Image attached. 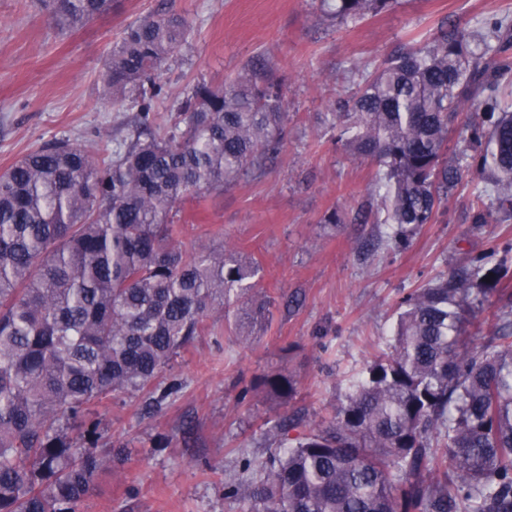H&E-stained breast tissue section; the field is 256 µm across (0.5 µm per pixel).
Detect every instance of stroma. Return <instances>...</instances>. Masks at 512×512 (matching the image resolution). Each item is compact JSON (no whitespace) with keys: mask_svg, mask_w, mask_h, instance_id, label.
<instances>
[{"mask_svg":"<svg viewBox=\"0 0 512 512\" xmlns=\"http://www.w3.org/2000/svg\"><path fill=\"white\" fill-rule=\"evenodd\" d=\"M512 0H400L355 25L320 21L312 0H115L78 28L50 25L41 0H0V173L40 144L67 139L111 152L102 128L130 120L115 111L100 74L131 22L153 12L189 17L192 38L162 80L172 99L199 81L228 83L249 62H271L288 99L284 145L266 174L186 203L177 239L184 251L234 245L257 261L258 287L272 302L268 323L237 336L223 312L177 359L180 383L159 412L140 394L109 396L91 408L99 449L121 441L127 461L99 480L81 512H247L221 481L242 455L266 456L264 431L293 419L289 437L309 431L345 397L349 378L383 346L401 299L461 258L512 243V220L471 224V171L440 211L394 247L373 212L375 165L334 141L331 112L357 82L352 68L433 38L442 24L476 29ZM337 211L340 223H322ZM284 371L298 381L288 403L259 381Z\"/></svg>","mask_w":512,"mask_h":512,"instance_id":"35a3bbf8","label":"stroma"}]
</instances>
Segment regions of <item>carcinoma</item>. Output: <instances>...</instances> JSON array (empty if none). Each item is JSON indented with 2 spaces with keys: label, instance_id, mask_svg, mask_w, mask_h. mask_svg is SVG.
<instances>
[{
  "label": "carcinoma",
  "instance_id": "cac0c4a2",
  "mask_svg": "<svg viewBox=\"0 0 512 512\" xmlns=\"http://www.w3.org/2000/svg\"><path fill=\"white\" fill-rule=\"evenodd\" d=\"M319 18L357 24L398 0H317ZM113 0H46L76 28ZM191 22L164 12L126 26L101 74L112 107L137 109L110 155L48 141L0 174V512H80L96 478L128 459L97 451V401L147 392L149 411L178 389L159 382L218 309L254 293L260 266L226 246L183 251L184 204L259 179L282 149L288 102L270 64H246L221 87L192 85L165 125L163 67L189 44ZM512 13L477 31L443 25L428 43L376 64L332 113L336 140L375 164L383 223L403 243L436 223L461 178H477L470 221L512 219ZM473 118L448 161L457 116ZM498 247L469 254L408 293L392 338L345 399L267 456L241 458L224 496L250 512H512V270ZM496 298L498 325L477 312ZM251 300L240 329L266 320ZM262 386L286 403L297 380Z\"/></svg>",
  "mask_w": 512,
  "mask_h": 512
}]
</instances>
